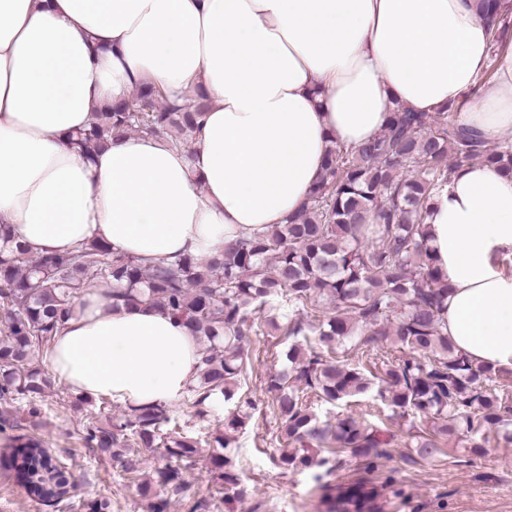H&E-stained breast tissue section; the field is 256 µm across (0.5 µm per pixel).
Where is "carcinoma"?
I'll return each instance as SVG.
<instances>
[{"mask_svg":"<svg viewBox=\"0 0 512 512\" xmlns=\"http://www.w3.org/2000/svg\"><path fill=\"white\" fill-rule=\"evenodd\" d=\"M482 16L512 22V0H481ZM200 88L181 108L161 89L143 83L127 99L95 113L89 128L69 137L87 158L112 136L146 133L189 148L208 107ZM482 161L512 173V144L493 145L451 112L390 113L381 134L359 146L334 145L303 209L263 232L241 237L218 256H184L168 265L118 253L92 239L71 252L35 254L0 248V433L13 427V411L40 414L50 382L43 356L73 315L76 302L101 288L121 305H145L184 321L200 352L196 378L182 405L198 417L236 399L248 376L247 336L289 340L286 367L267 380V391L285 442L278 463L307 470L330 463L309 452L310 442L370 464L387 457L386 428L353 415L320 420L310 399L349 403L372 391L394 414L433 422L415 448L432 457L443 440L466 437L483 450L478 434L505 430L512 442V384L495 382L497 371L477 365L448 339L450 284L427 246L426 204L451 184L455 170ZM362 359L340 360L338 348ZM95 408L86 418L88 447L135 474L142 450L165 449L168 462L152 480L138 483L148 512H167L168 495L183 487L179 462L195 456L200 441L177 421L166 403L128 404L106 414L111 402L75 397ZM254 403L247 399L213 431L209 472L227 504L239 496L235 461L220 450L246 428ZM8 456L29 493L55 505L72 498V483L36 438H15ZM377 490L364 485L328 495L343 512H369Z\"/></svg>","mask_w":512,"mask_h":512,"instance_id":"obj_1","label":"carcinoma"}]
</instances>
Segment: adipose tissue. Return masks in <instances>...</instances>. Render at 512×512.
Listing matches in <instances>:
<instances>
[{"label": "adipose tissue", "instance_id": "1", "mask_svg": "<svg viewBox=\"0 0 512 512\" xmlns=\"http://www.w3.org/2000/svg\"><path fill=\"white\" fill-rule=\"evenodd\" d=\"M480 0H0V223L32 251L92 238L159 262L209 256L299 211L328 149L377 137L388 114L459 112L512 142V52L491 90L465 100L489 61ZM150 80L210 107L192 154L151 136L71 148L95 110ZM428 245L447 276L448 337L512 371V174L457 169L429 201ZM75 394L172 404L198 370L182 321L113 307L92 290L46 356Z\"/></svg>", "mask_w": 512, "mask_h": 512}]
</instances>
